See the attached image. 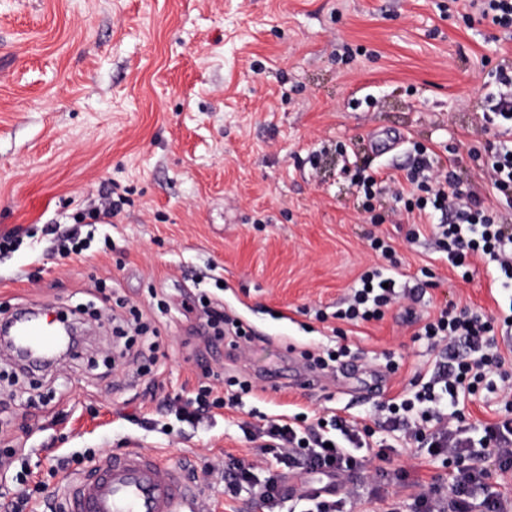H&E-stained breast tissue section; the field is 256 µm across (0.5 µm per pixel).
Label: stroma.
<instances>
[{
	"label": "stroma",
	"mask_w": 512,
	"mask_h": 512,
	"mask_svg": "<svg viewBox=\"0 0 512 512\" xmlns=\"http://www.w3.org/2000/svg\"><path fill=\"white\" fill-rule=\"evenodd\" d=\"M498 66L512 68V34L465 0H0V235L23 237L0 255V310L86 304L93 330L84 359L45 371L40 388L10 384L0 364V448L41 475L74 451L141 448L195 473L213 512H264L206 471L227 454L253 460L242 422L344 407L365 424L435 358L405 304L378 321L334 318L385 263L370 237L390 238L400 272L423 286L416 316L512 307L481 259L464 279L430 236L408 242L404 209L420 195L405 181L417 147L431 172L477 180L470 149L497 139L482 115ZM361 169L405 182L403 199L365 204ZM112 189L126 203L92 249L58 254L44 226L73 223ZM200 286L252 341L209 344L200 312L183 308ZM155 294L172 307L149 317L162 359L146 374L113 366L106 307L148 310ZM340 346L351 366L315 388L299 380L300 349ZM217 372L252 383L242 408L192 425L165 410V396ZM375 437L392 467L446 475L398 434Z\"/></svg>",
	"instance_id": "35a3bbf8"
}]
</instances>
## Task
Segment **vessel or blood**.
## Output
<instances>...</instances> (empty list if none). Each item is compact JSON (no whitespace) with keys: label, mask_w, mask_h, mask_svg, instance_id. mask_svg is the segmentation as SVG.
Wrapping results in <instances>:
<instances>
[{"label":"vessel or blood","mask_w":512,"mask_h":512,"mask_svg":"<svg viewBox=\"0 0 512 512\" xmlns=\"http://www.w3.org/2000/svg\"><path fill=\"white\" fill-rule=\"evenodd\" d=\"M21 339L52 346L55 331L43 321H25ZM64 512H206L201 489L169 459L136 448L96 457L64 491Z\"/></svg>","instance_id":"b4317fda"}]
</instances>
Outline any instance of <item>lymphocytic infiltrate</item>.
<instances>
[{"label": "lymphocytic infiltrate", "mask_w": 512, "mask_h": 512, "mask_svg": "<svg viewBox=\"0 0 512 512\" xmlns=\"http://www.w3.org/2000/svg\"><path fill=\"white\" fill-rule=\"evenodd\" d=\"M491 162L480 181L458 188L452 172L429 176L426 202L418 206V217L431 221L435 211L456 210L459 224H433L437 246L447 253L453 267L462 268L468 256L485 260L494 285L512 292V224L505 214L512 210V140L490 147ZM408 299L420 302L416 288L401 286L395 274L375 269L360 277L357 287L337 307L334 316L349 322L381 319L385 308ZM512 336V323L495 325L492 318L468 309L447 306L426 321L414 334L436 351L430 375H415L411 397L389 400L381 405L373 425H359L333 413L322 424L312 426L299 412L288 417L268 419L262 430L249 434L258 442L259 455L273 456L283 472H270L264 482L252 481L251 467L232 458L217 465L224 477V492L236 496L245 484L263 504L271 506L281 499L280 485L285 471L317 473L327 479L325 487L309 484L299 495L305 512H343L345 499L336 497L346 476L362 472L381 485L395 481L401 488H414L409 512H512L504 495L490 483L492 473L481 464L483 457H494L500 474L512 472V355L498 346V337ZM228 397L215 395L212 387L202 386L190 397L168 399L181 418L194 421L213 410L241 405L249 393V382L240 381ZM500 397L503 416L486 423L470 422L465 401L479 388ZM404 432L429 456L441 459L448 469L447 480L423 484L411 471L387 470V449L380 448L373 458L361 456L366 436L373 428Z\"/></svg>", "instance_id": "1"}]
</instances>
